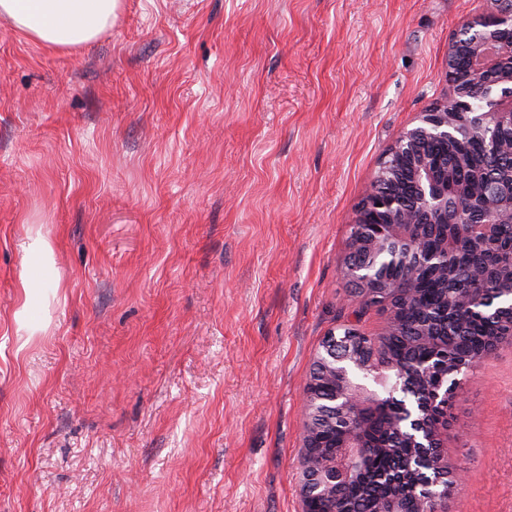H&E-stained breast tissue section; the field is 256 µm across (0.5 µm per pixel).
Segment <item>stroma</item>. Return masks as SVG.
<instances>
[{
	"mask_svg": "<svg viewBox=\"0 0 512 512\" xmlns=\"http://www.w3.org/2000/svg\"><path fill=\"white\" fill-rule=\"evenodd\" d=\"M490 0H123L93 44L0 20V512H303L325 334L383 152ZM57 299L22 343L28 238ZM448 512H512V337L458 385Z\"/></svg>",
	"mask_w": 512,
	"mask_h": 512,
	"instance_id": "obj_1",
	"label": "stroma"
}]
</instances>
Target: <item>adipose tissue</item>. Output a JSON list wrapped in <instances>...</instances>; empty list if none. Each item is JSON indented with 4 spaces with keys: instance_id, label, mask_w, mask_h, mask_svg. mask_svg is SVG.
<instances>
[{
    "instance_id": "ef3b65f1",
    "label": "adipose tissue",
    "mask_w": 512,
    "mask_h": 512,
    "mask_svg": "<svg viewBox=\"0 0 512 512\" xmlns=\"http://www.w3.org/2000/svg\"><path fill=\"white\" fill-rule=\"evenodd\" d=\"M120 0H0V17L30 40L55 49H75L94 41L114 22ZM28 275L23 301L14 314L17 336L29 338L45 329L48 310L57 298L43 268L52 266L53 249L42 234L25 246Z\"/></svg>"
}]
</instances>
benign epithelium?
Listing matches in <instances>:
<instances>
[{"instance_id": "obj_1", "label": "benign epithelium", "mask_w": 512, "mask_h": 512, "mask_svg": "<svg viewBox=\"0 0 512 512\" xmlns=\"http://www.w3.org/2000/svg\"><path fill=\"white\" fill-rule=\"evenodd\" d=\"M491 3L490 11L462 20L448 46L451 91L419 113L417 123L385 151L377 179L356 210L352 224L355 233L349 241L344 274L356 286L355 298L361 301L376 299L380 294L389 302L414 298L409 279L392 282L380 277L378 260L388 257L405 261L412 255H423L448 275L456 267L463 243L485 242L495 237L496 225L512 223V174L489 179L464 194L448 187V181L442 179L425 154L434 143H456L475 131L493 140L498 129L512 128V0ZM462 55L468 60L463 77L455 72V61ZM476 87L490 94L489 105L482 112L472 111L470 104ZM402 176L411 180L414 190L409 216L405 197L385 187ZM462 223L466 224L462 235L446 238L435 253L425 252L422 225ZM454 293L455 309L462 319L474 312V302L485 297L481 282L473 279L457 284ZM357 334L354 329L328 332L314 358L305 389L299 467L304 512H321V502L365 473L370 456L366 411L379 407L387 396L397 398L409 386V374L398 364L381 363L374 355L362 356L353 341ZM458 369L445 363L427 368V372L437 374L432 395L443 412L448 409V397L456 392V386L443 381L450 380ZM326 376L332 377L337 387L330 397L323 398L317 386ZM399 407L409 447L418 449L417 461L426 466L423 480L413 488L418 512H446L448 491L442 489L441 480L449 478L455 486L463 483L462 470L450 467L441 452L448 415L437 417L432 434L427 436L418 428L423 407L416 402H401ZM328 424L340 425L343 433L340 447L331 453L317 437Z\"/></svg>"}]
</instances>
